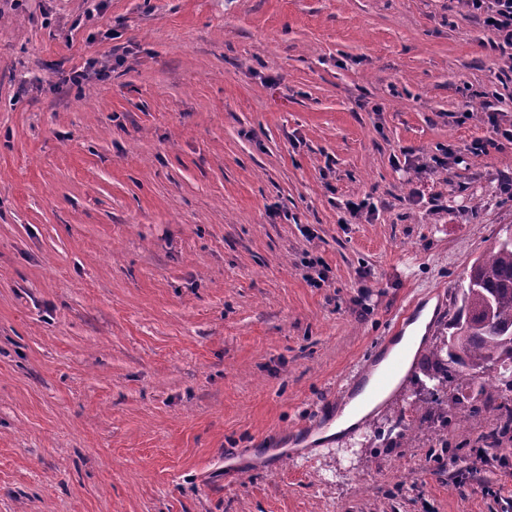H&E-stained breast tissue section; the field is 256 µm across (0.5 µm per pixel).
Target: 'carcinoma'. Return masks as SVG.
<instances>
[{
  "label": "carcinoma",
  "instance_id": "obj_1",
  "mask_svg": "<svg viewBox=\"0 0 512 512\" xmlns=\"http://www.w3.org/2000/svg\"><path fill=\"white\" fill-rule=\"evenodd\" d=\"M451 335L424 349L436 363L476 376L492 365L512 366V234L470 270Z\"/></svg>",
  "mask_w": 512,
  "mask_h": 512
}]
</instances>
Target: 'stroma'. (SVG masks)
Segmentation results:
<instances>
[{
	"label": "stroma",
	"mask_w": 512,
	"mask_h": 512,
	"mask_svg": "<svg viewBox=\"0 0 512 512\" xmlns=\"http://www.w3.org/2000/svg\"><path fill=\"white\" fill-rule=\"evenodd\" d=\"M493 41L464 0H0V512H512L492 371L308 441L512 232Z\"/></svg>",
	"instance_id": "obj_1"
}]
</instances>
